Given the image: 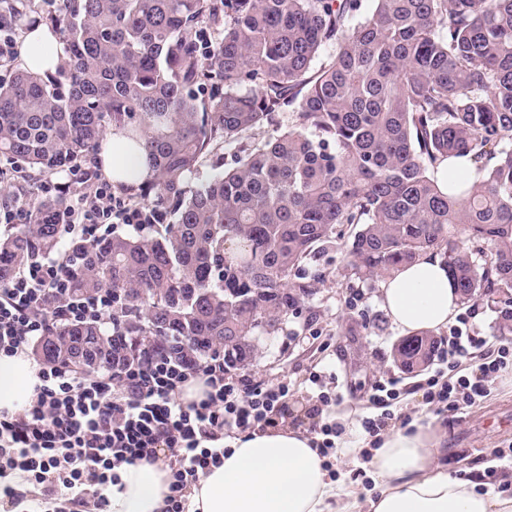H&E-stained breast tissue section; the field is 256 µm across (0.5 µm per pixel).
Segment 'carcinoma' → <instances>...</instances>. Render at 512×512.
Segmentation results:
<instances>
[{
  "label": "carcinoma",
  "instance_id": "cac0c4a2",
  "mask_svg": "<svg viewBox=\"0 0 512 512\" xmlns=\"http://www.w3.org/2000/svg\"><path fill=\"white\" fill-rule=\"evenodd\" d=\"M32 12L0 6L27 30ZM49 21L65 63L0 81V156L27 178L68 172L121 127L151 156L137 196L156 222L70 241L69 295L109 290L120 311L110 326L56 324L37 357L85 374L166 353L249 366L318 293L306 266L344 226V277L376 283L431 251L461 304H504L512 336V0H65ZM287 107L292 128L249 141ZM224 146L234 165L188 190ZM451 158L476 178L437 182ZM65 202L36 198L32 223L0 234V284L59 250ZM439 345L418 332L393 361L417 374Z\"/></svg>",
  "mask_w": 512,
  "mask_h": 512
}]
</instances>
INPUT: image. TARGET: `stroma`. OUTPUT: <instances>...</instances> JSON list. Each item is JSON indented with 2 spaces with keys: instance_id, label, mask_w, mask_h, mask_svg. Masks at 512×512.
Here are the masks:
<instances>
[{
  "instance_id": "1",
  "label": "stroma",
  "mask_w": 512,
  "mask_h": 512,
  "mask_svg": "<svg viewBox=\"0 0 512 512\" xmlns=\"http://www.w3.org/2000/svg\"><path fill=\"white\" fill-rule=\"evenodd\" d=\"M343 264L336 250L320 260L323 281L318 294L298 315L289 317L283 333L262 342L246 377L287 381L285 421L310 430L325 420L316 411L312 373H335L343 400L332 410L357 420L378 413L369 401L372 386L397 379L392 425L438 420L448 441L441 465L455 476H480L484 484L512 496V483L507 480L512 461L495 456L496 450L512 448V376H503L478 407L457 415H434L423 399L426 375L403 376L393 363L391 348L401 333L381 304L378 286L348 281L341 274ZM460 312L470 316L487 349L505 344V337L496 331L498 303L483 298L462 306Z\"/></svg>"
}]
</instances>
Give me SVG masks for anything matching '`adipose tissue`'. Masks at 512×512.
Segmentation results:
<instances>
[{
  "label": "adipose tissue",
  "mask_w": 512,
  "mask_h": 512,
  "mask_svg": "<svg viewBox=\"0 0 512 512\" xmlns=\"http://www.w3.org/2000/svg\"><path fill=\"white\" fill-rule=\"evenodd\" d=\"M62 50L50 27L26 32L17 45L20 70L39 76L55 72ZM119 129H111L94 156L107 179L123 169V180L141 183L150 175L144 148L124 151ZM380 301L404 334L447 328L460 306L448 268L428 252L400 267L380 288ZM36 366L24 355L0 356V410L21 411L37 384ZM310 434L275 427L233 439L220 466L200 474L186 494L187 512H512V496L482 491L475 480L451 476L438 460L443 431L416 423L394 427L374 451V489L331 477ZM163 463L124 466L121 483L109 489L106 512H159L168 491Z\"/></svg>",
  "instance_id": "1"
}]
</instances>
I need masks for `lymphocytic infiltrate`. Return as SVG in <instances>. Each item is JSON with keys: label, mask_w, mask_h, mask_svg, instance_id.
<instances>
[{"label": "lymphocytic infiltrate", "mask_w": 512, "mask_h": 512, "mask_svg": "<svg viewBox=\"0 0 512 512\" xmlns=\"http://www.w3.org/2000/svg\"><path fill=\"white\" fill-rule=\"evenodd\" d=\"M66 233L89 238L112 224L150 223L147 208L115 195L104 182L89 183L66 205ZM117 304L111 292L73 300L60 263L30 260L0 285V355L27 353L59 322L101 321ZM481 343L468 319L442 338L426 404L457 413L480 405L492 384L512 368V346L482 360L467 375L449 379L460 359ZM29 406L0 412V478L22 472L51 512H102L101 490L120 483L127 464L164 460L168 493L162 512H187L186 493L200 472L224 460V440L277 426L288 407L287 382L246 384L229 375L224 359L197 363L156 356L104 375L43 365ZM202 382L203 396L184 401L185 388Z\"/></svg>", "instance_id": "obj_1"}]
</instances>
